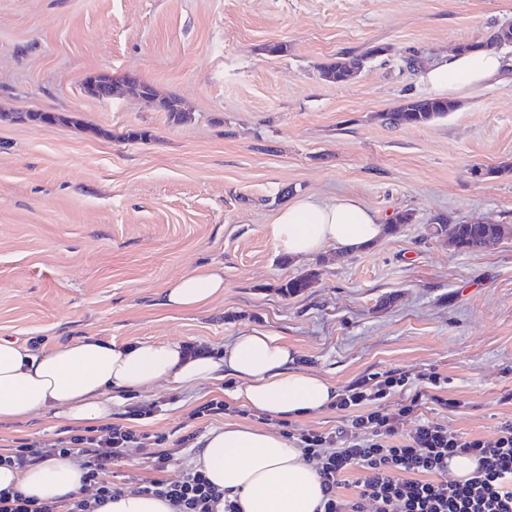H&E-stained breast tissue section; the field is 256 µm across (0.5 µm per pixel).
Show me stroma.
<instances>
[{
	"label": "stroma",
	"mask_w": 512,
	"mask_h": 512,
	"mask_svg": "<svg viewBox=\"0 0 512 512\" xmlns=\"http://www.w3.org/2000/svg\"><path fill=\"white\" fill-rule=\"evenodd\" d=\"M510 20L512 0H0V108L62 117L0 122V340L221 350L264 328L339 390L436 369L466 406L426 417L493 437L512 419V237L462 252L435 223L512 225V174L494 173L512 164V80L463 89L427 125L383 115L431 97L424 69ZM361 54L349 83L323 79L321 63ZM100 72L182 99L190 120L87 96L83 78ZM303 194L356 197L386 231L355 253L282 255L268 226ZM404 212L411 223L390 229ZM208 267L224 270L211 307L161 306L169 280ZM310 272L311 288L281 294ZM235 387L116 388L112 418L162 402L140 429L166 436L174 480L198 451L180 437L217 426L188 413ZM68 428L52 412L1 421L0 449Z\"/></svg>",
	"instance_id": "stroma-1"
}]
</instances>
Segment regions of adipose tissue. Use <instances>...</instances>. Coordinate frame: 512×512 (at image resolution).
I'll use <instances>...</instances> for the list:
<instances>
[{"mask_svg": "<svg viewBox=\"0 0 512 512\" xmlns=\"http://www.w3.org/2000/svg\"><path fill=\"white\" fill-rule=\"evenodd\" d=\"M511 76L512 63L498 51L480 50L445 54L422 80L438 96L454 99L460 87H484ZM384 232V224L356 198L325 202L302 195L278 210L269 235L278 251L306 257L332 245L354 253ZM223 293V272L207 268L171 280L162 304L201 309ZM293 361L291 347L263 328L241 333L219 358L190 357L172 343L117 345L85 338L37 355L0 341V421L53 411L76 426L106 423L112 418V387L140 391L161 382L188 385L227 377L238 383L235 401L270 417L323 412L336 400L335 387ZM194 463L215 486L237 496L242 512H315L323 497L321 480L301 449L272 430L224 424L204 437ZM83 476L77 464L59 458L22 470L0 465V490L61 501L81 491Z\"/></svg>", "mask_w": 512, "mask_h": 512, "instance_id": "1", "label": "adipose tissue"}]
</instances>
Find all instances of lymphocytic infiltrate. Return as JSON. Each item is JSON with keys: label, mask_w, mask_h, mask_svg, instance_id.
<instances>
[{"label": "lymphocytic infiltrate", "mask_w": 512, "mask_h": 512, "mask_svg": "<svg viewBox=\"0 0 512 512\" xmlns=\"http://www.w3.org/2000/svg\"><path fill=\"white\" fill-rule=\"evenodd\" d=\"M397 393L402 399L396 409H389L387 401ZM429 403L450 412L462 406L461 400L449 397L448 379L438 372L424 375L417 385L402 374H374L338 393L335 407L346 414L342 426L289 430L288 438L302 449L322 482L316 512H512V421L501 423L489 439L452 434L432 421L398 436L400 421L419 416ZM157 410L154 402L134 406L129 424L78 428L48 447L19 439L0 453V464L23 469L48 458H64L81 467L84 487L60 502L6 490L0 492V512H101L122 494L110 474L114 462L133 448L147 452L157 475L134 481L132 492L164 500L174 512H238L237 500L212 485L202 470L187 469L175 481L162 478L172 452L164 450V437L135 426ZM457 455L476 462L467 479L448 475V461ZM352 472L358 478L347 495L341 486Z\"/></svg>", "instance_id": "1"}]
</instances>
